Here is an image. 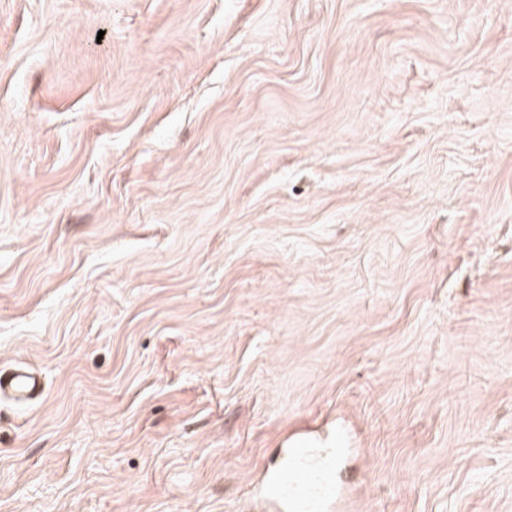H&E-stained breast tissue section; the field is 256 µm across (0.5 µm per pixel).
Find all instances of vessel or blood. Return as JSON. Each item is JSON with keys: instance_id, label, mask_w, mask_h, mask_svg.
Instances as JSON below:
<instances>
[{"instance_id": "obj_1", "label": "vessel or blood", "mask_w": 512, "mask_h": 512, "mask_svg": "<svg viewBox=\"0 0 512 512\" xmlns=\"http://www.w3.org/2000/svg\"><path fill=\"white\" fill-rule=\"evenodd\" d=\"M42 391L36 375L21 368H0V396L27 403ZM342 454V449L320 446L306 435L288 438L280 461L265 470L262 497L269 512H323Z\"/></svg>"}]
</instances>
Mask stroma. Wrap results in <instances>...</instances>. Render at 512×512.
Masks as SVG:
<instances>
[{
    "instance_id": "1",
    "label": "stroma",
    "mask_w": 512,
    "mask_h": 512,
    "mask_svg": "<svg viewBox=\"0 0 512 512\" xmlns=\"http://www.w3.org/2000/svg\"><path fill=\"white\" fill-rule=\"evenodd\" d=\"M0 512H512V0H0ZM42 391L43 385L36 375L21 368L9 372L0 368V396L9 393L15 402L27 403L37 399ZM344 449L320 446L306 435L288 438L281 460L265 470L261 491L266 510L333 511V501H325Z\"/></svg>"
}]
</instances>
